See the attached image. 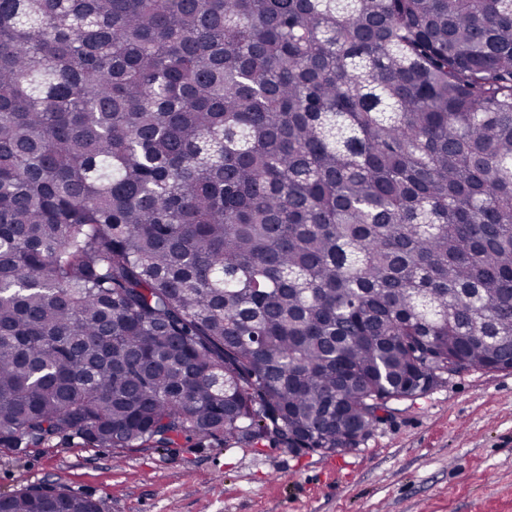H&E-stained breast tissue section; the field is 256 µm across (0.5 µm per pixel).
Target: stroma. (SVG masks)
Instances as JSON below:
<instances>
[{
  "mask_svg": "<svg viewBox=\"0 0 512 512\" xmlns=\"http://www.w3.org/2000/svg\"><path fill=\"white\" fill-rule=\"evenodd\" d=\"M61 482L105 512H512V370L463 368L397 404L338 453L93 448L81 438L0 448V495Z\"/></svg>",
  "mask_w": 512,
  "mask_h": 512,
  "instance_id": "obj_1",
  "label": "stroma"
}]
</instances>
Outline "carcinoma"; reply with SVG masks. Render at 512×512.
Returning <instances> with one entry per match:
<instances>
[{
	"mask_svg": "<svg viewBox=\"0 0 512 512\" xmlns=\"http://www.w3.org/2000/svg\"><path fill=\"white\" fill-rule=\"evenodd\" d=\"M450 362L512 367V0H0L1 448L338 453Z\"/></svg>",
	"mask_w": 512,
	"mask_h": 512,
	"instance_id": "1",
	"label": "carcinoma"
}]
</instances>
